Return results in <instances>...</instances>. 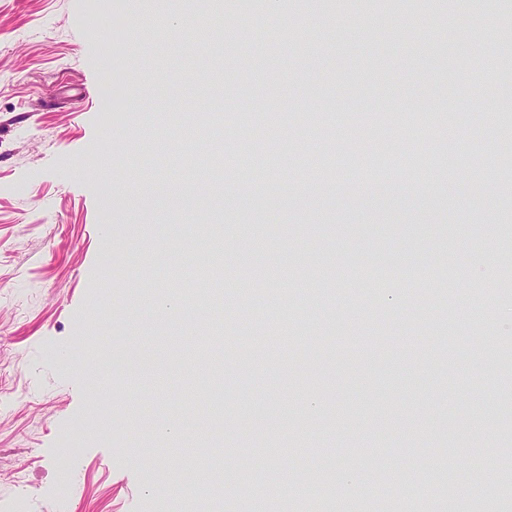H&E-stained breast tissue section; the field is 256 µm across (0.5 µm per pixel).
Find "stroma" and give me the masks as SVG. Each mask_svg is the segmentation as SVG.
Segmentation results:
<instances>
[{"label": "stroma", "instance_id": "obj_1", "mask_svg": "<svg viewBox=\"0 0 512 512\" xmlns=\"http://www.w3.org/2000/svg\"><path fill=\"white\" fill-rule=\"evenodd\" d=\"M510 29L512 0H0V498L219 512L167 481L196 484L202 457L261 483L267 512H512V485L487 490L512 470V358L482 355L512 339ZM217 147L234 158L220 194ZM381 155L404 193L341 191ZM186 242L236 254L193 317L218 350L219 415L193 342L152 315L197 302ZM399 254L413 265L387 288L353 275ZM74 429L84 446L60 460ZM374 481L432 491L372 499Z\"/></svg>", "mask_w": 512, "mask_h": 512}]
</instances>
